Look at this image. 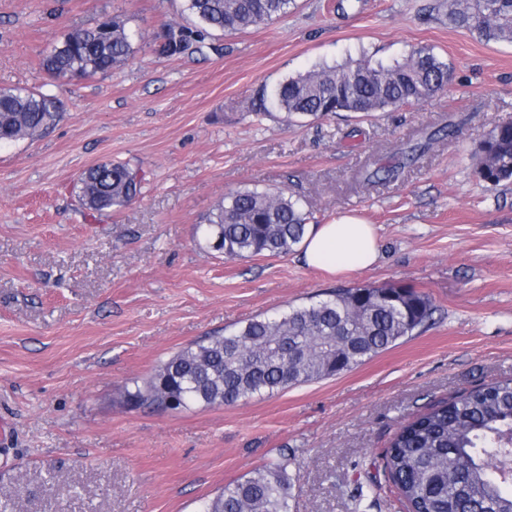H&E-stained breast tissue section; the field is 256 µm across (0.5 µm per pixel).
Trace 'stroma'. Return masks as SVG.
<instances>
[{
  "label": "stroma",
  "instance_id": "obj_1",
  "mask_svg": "<svg viewBox=\"0 0 512 512\" xmlns=\"http://www.w3.org/2000/svg\"><path fill=\"white\" fill-rule=\"evenodd\" d=\"M184 0H0V87L56 97V125L0 145V512H199L225 483L289 457L294 512H352L400 425L436 401L512 377V183L486 188L473 152L512 123V42L450 25L445 0H295L287 14L160 57ZM128 19L122 68L57 79L64 36ZM447 62L427 102L297 123L250 110L262 87L362 54ZM453 124L452 136L431 135ZM388 183L366 166L413 145ZM143 181L117 212L77 193L89 167ZM287 189L318 223L373 224L378 259L332 274L298 253L228 261L196 226L226 193ZM412 285L433 321L344 375L233 406L133 409L126 391L204 337L330 288Z\"/></svg>",
  "mask_w": 512,
  "mask_h": 512
}]
</instances>
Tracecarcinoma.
Wrapping results in <instances>:
<instances>
[{
    "instance_id": "cac0c4a2",
    "label": "carcinoma",
    "mask_w": 512,
    "mask_h": 512,
    "mask_svg": "<svg viewBox=\"0 0 512 512\" xmlns=\"http://www.w3.org/2000/svg\"><path fill=\"white\" fill-rule=\"evenodd\" d=\"M293 0H184L187 20L204 33H233L288 12ZM448 23L486 40L512 42V0H448ZM189 28L166 23L153 51L173 57L187 45ZM127 20L107 18L75 30L54 45L41 65L55 78L107 74L133 55ZM448 64L425 48L401 63L376 64L367 56L321 66L262 89L253 112H278L286 122L336 112L369 114L419 105L448 83ZM57 100L27 88H0V143L34 140L57 122ZM477 177L491 185L512 181V124L495 125L476 150ZM414 160L405 153L365 175L392 180ZM82 205L96 213L124 208L140 191L127 165L103 162L79 179ZM310 212L284 190L242 189L224 196L197 225L204 245L226 260L281 257L308 231ZM431 296L404 285L338 288L274 317H255L224 334L192 343L161 362L126 394L131 407H221L263 394L348 373L424 328ZM512 379L465 390L433 404L402 425L382 457L386 481L407 512H512ZM288 457L226 484L204 512H291Z\"/></svg>"
}]
</instances>
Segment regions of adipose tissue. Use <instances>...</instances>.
Instances as JSON below:
<instances>
[{
	"label": "adipose tissue",
	"instance_id": "1",
	"mask_svg": "<svg viewBox=\"0 0 512 512\" xmlns=\"http://www.w3.org/2000/svg\"><path fill=\"white\" fill-rule=\"evenodd\" d=\"M301 256L307 265L333 274L368 268L378 256L375 229L357 216L340 215L309 230Z\"/></svg>",
	"mask_w": 512,
	"mask_h": 512
}]
</instances>
